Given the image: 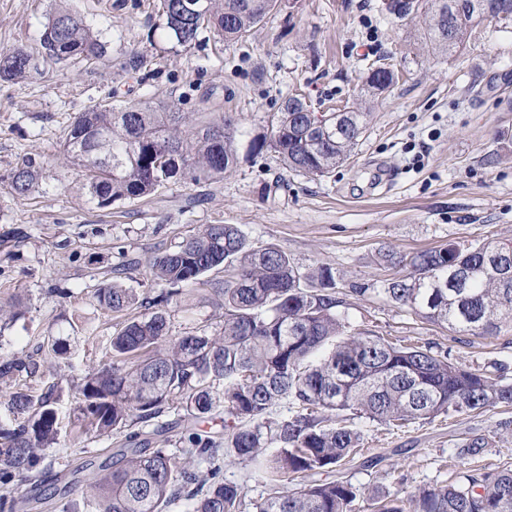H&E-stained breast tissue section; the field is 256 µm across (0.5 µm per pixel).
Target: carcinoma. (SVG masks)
<instances>
[{"mask_svg": "<svg viewBox=\"0 0 512 512\" xmlns=\"http://www.w3.org/2000/svg\"><path fill=\"white\" fill-rule=\"evenodd\" d=\"M166 33L187 49L200 30L212 28L239 40L263 20L277 0H208L205 13L179 19L176 0H157ZM438 0H405L407 15L424 30L432 55L460 48L479 19L462 10L438 15ZM490 17L512 27V0H489ZM46 60L105 56L106 47L90 26L66 11L45 24L40 41ZM33 54L0 52V79H26ZM392 69L377 65L362 79V92L379 96L394 83ZM369 113L317 114L297 96L278 108L270 134L250 141V151L277 153L291 171L312 176L333 172L351 155ZM243 136L238 118L201 121L191 112L107 101L80 112L68 126L64 155L84 172L86 188L100 207L147 197L171 181L197 183L223 175L237 162ZM43 178L31 161L9 175V187L30 194ZM505 261L507 283L474 273L460 279L459 267L474 269L485 254ZM387 265L406 263L410 272L377 292L422 319L457 333L495 335L512 324V242L494 240L417 252L409 259L381 254ZM224 271L214 292L224 298V334H172L168 305L179 290L142 298L118 283L97 289L100 307L123 313L110 346L121 363H104L81 379V420L100 436L140 425L117 450L112 469H100L80 501L66 512H167L180 499L187 512H355L362 493L350 481L299 478L342 465L359 447L362 432L343 424L340 414L381 423H406L440 414L483 412L512 404V384L483 370L448 361L428 347L398 346L370 330L355 328L338 311L342 285L336 269L320 265L302 272L275 244L255 246L236 224H209L148 262L158 286H194L205 275ZM67 353L66 343L47 344L44 357L0 358V379L38 376L45 359ZM282 401L300 412L270 418ZM185 407L191 422L167 429L151 426L165 410ZM224 412V436L199 426ZM7 411L15 426L0 427V512H15L11 491L18 481H40L41 451L56 444L60 423L53 390L13 392ZM170 432L168 448L151 447V436ZM250 463L268 486L267 497L251 504L244 490L224 481V462ZM202 468L188 472L183 461ZM376 512H512V468L466 469L446 486H423L408 497L375 498Z\"/></svg>", "mask_w": 512, "mask_h": 512, "instance_id": "obj_1", "label": "carcinoma"}]
</instances>
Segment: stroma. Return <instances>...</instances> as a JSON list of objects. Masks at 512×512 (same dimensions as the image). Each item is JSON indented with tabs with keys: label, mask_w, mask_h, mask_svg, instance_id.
I'll return each mask as SVG.
<instances>
[{
	"label": "stroma",
	"mask_w": 512,
	"mask_h": 512,
	"mask_svg": "<svg viewBox=\"0 0 512 512\" xmlns=\"http://www.w3.org/2000/svg\"><path fill=\"white\" fill-rule=\"evenodd\" d=\"M154 0H0V51L34 52L49 16L65 8L99 31L102 60L46 62L27 79L0 80V302L19 298L22 315L0 330V357L35 354L67 339L65 358L42 378L0 382V402L15 389L54 387L60 444L44 451L43 480L22 486L16 512H64L102 463L116 437L89 432L78 441L81 376L112 360L109 339L123 317L102 309L97 288L112 282L152 297L148 257L208 224H236L256 245L288 252L301 270L326 264L365 294L345 293L350 322L404 344L447 352L450 362L481 370L501 364L512 382V328L494 336L462 334L427 322L379 295L406 275L381 250L408 257L451 243L512 241V29L482 21L466 46L428 54L410 20L384 0H280L247 37L227 42L210 30L183 49L169 41ZM393 67L384 94L361 92L370 64ZM313 112L366 108L370 117L350 158L324 177L289 171L277 154L249 151L269 134L289 96ZM169 103L205 120L232 112L245 131L238 162L224 177L169 183L153 194L99 207L85 177L63 155L76 113L101 101ZM43 166L25 197L7 186L11 170ZM173 333L224 332V300L195 286L170 306ZM362 450L337 476L365 494L446 485L458 471L512 465V405L418 420L401 429L364 418ZM485 448H464L474 440Z\"/></svg>",
	"instance_id": "stroma-1"
}]
</instances>
